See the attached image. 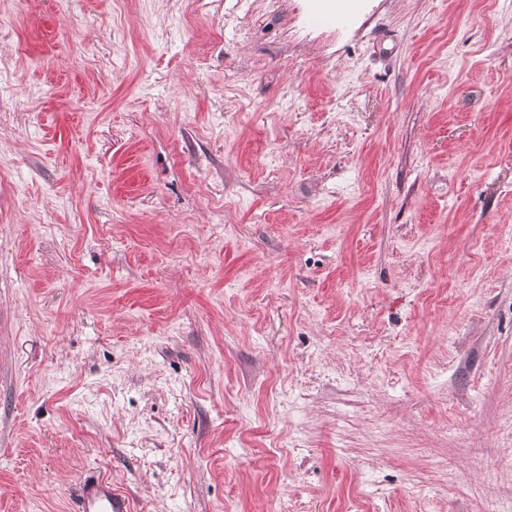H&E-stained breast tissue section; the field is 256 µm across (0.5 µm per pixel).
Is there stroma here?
<instances>
[{"mask_svg":"<svg viewBox=\"0 0 512 512\" xmlns=\"http://www.w3.org/2000/svg\"><path fill=\"white\" fill-rule=\"evenodd\" d=\"M0 0V512H512V0ZM79 512H129L128 500L115 489L112 481L104 476H97L85 481L82 487Z\"/></svg>","mask_w":512,"mask_h":512,"instance_id":"stroma-1","label":"stroma"}]
</instances>
